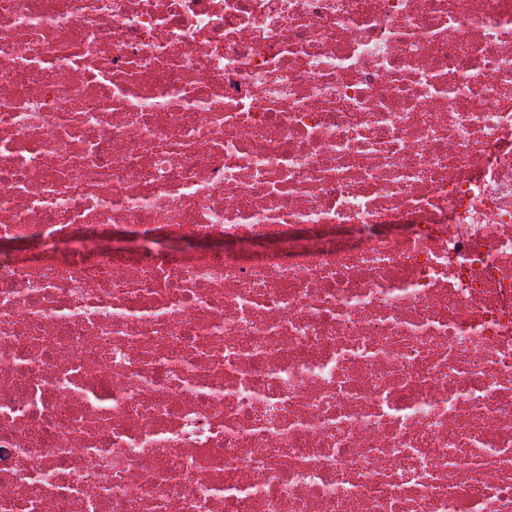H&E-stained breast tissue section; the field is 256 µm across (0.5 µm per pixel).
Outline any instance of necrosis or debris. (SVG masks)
I'll list each match as a JSON object with an SVG mask.
<instances>
[{
    "mask_svg": "<svg viewBox=\"0 0 512 512\" xmlns=\"http://www.w3.org/2000/svg\"><path fill=\"white\" fill-rule=\"evenodd\" d=\"M0 512H512V0H0Z\"/></svg>",
    "mask_w": 512,
    "mask_h": 512,
    "instance_id": "4bbe7bcc",
    "label": "necrosis or debris"
}]
</instances>
